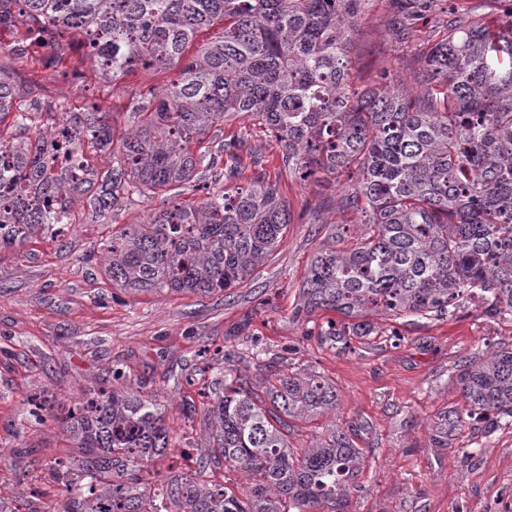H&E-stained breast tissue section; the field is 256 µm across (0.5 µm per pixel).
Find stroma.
Listing matches in <instances>:
<instances>
[{
    "mask_svg": "<svg viewBox=\"0 0 512 512\" xmlns=\"http://www.w3.org/2000/svg\"><path fill=\"white\" fill-rule=\"evenodd\" d=\"M389 0H373L348 55L352 88L411 80L443 12L420 22L404 43L390 34ZM0 67L11 72L23 102L64 103L71 112L106 113L114 141L135 129L139 91L162 88L168 75L136 70L104 83L71 32L54 48L0 21ZM244 134V153L262 161L277 182L292 222L284 243L248 281L208 297L130 295L103 271L101 244L129 224H141L170 202V194L129 193L101 219L76 207L59 236L37 233L0 250V512H61L65 478L55 466L75 452L58 415L86 394L122 383L157 403L177 447L151 469L150 490L174 474L241 489L247 478L224 467L199 471L208 444L204 413L185 414L183 399L224 389L233 368L256 392L275 373L312 370L336 386L334 414L290 420L288 444L301 449L330 427H351L366 467L363 492L351 512H512V424L488 433L465 423L448 430V445L432 447L429 425L461 407L456 374L462 360L512 343V322L484 316L471 304L441 317L382 319L376 333L341 344L320 333L331 311L298 317L299 287L313 255L346 227L345 244L365 231L361 214L336 205L350 180L341 172L304 180L279 165V146L260 126L236 120L211 129L210 140ZM322 216L309 221L310 213ZM121 380H113V369ZM44 398L34 414L28 397Z\"/></svg>",
    "mask_w": 512,
    "mask_h": 512,
    "instance_id": "obj_1",
    "label": "stroma"
}]
</instances>
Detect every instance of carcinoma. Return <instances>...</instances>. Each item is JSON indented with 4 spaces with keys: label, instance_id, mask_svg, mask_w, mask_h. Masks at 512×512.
<instances>
[{
    "label": "carcinoma",
    "instance_id": "1",
    "mask_svg": "<svg viewBox=\"0 0 512 512\" xmlns=\"http://www.w3.org/2000/svg\"><path fill=\"white\" fill-rule=\"evenodd\" d=\"M12 2L29 31H80L106 82L140 68L171 79L138 93L140 125L114 149L97 112L15 107L14 80L0 69V124L11 115L25 130L57 118L50 142L0 138V249L72 223L78 198L97 219L131 187L146 197L196 190L204 154L192 145L217 124L255 118L280 144L284 170L355 177L339 208L361 213L368 235L318 250L300 287L298 312L342 317L326 335L368 336L374 317L443 316L472 298L512 321V0L495 16L451 4L409 83L360 93L350 89L346 43L370 0ZM390 2L389 32L404 42L437 0ZM217 23L218 36L194 44ZM242 143L234 134L207 147L211 166L224 162L223 187L112 237L113 287L207 296L246 281L283 242L288 204L260 159L234 151ZM96 150L111 165L91 179L87 152ZM457 383L465 405L456 422L512 419V347L465 361ZM336 402V386L312 370L279 375L262 395L235 377L205 410L213 444L198 466L222 462L246 474V487L174 475L149 495L144 473L173 447L162 412L138 390L101 389L63 418L77 444L63 465V512H350L364 467L351 435L333 428L296 455L285 433V419L334 413Z\"/></svg>",
    "mask_w": 512,
    "mask_h": 512
}]
</instances>
